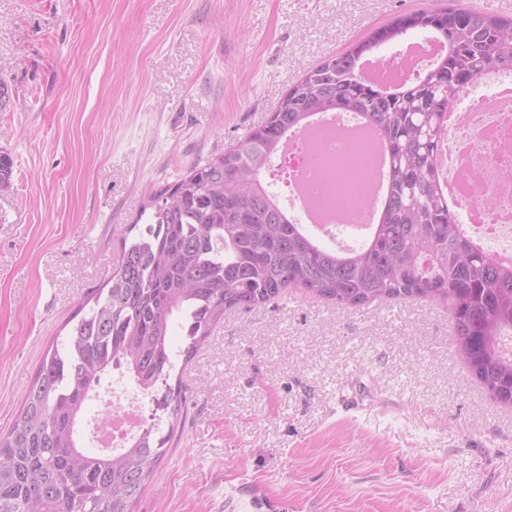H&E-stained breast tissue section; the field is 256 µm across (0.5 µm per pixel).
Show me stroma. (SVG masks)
I'll return each mask as SVG.
<instances>
[{
	"label": "stroma",
	"instance_id": "stroma-1",
	"mask_svg": "<svg viewBox=\"0 0 512 512\" xmlns=\"http://www.w3.org/2000/svg\"><path fill=\"white\" fill-rule=\"evenodd\" d=\"M444 0H0V433L118 262L116 227L262 125L304 69ZM134 512H512V406L446 304L291 288L177 364Z\"/></svg>",
	"mask_w": 512,
	"mask_h": 512
}]
</instances>
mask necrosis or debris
<instances>
[{
	"mask_svg": "<svg viewBox=\"0 0 512 512\" xmlns=\"http://www.w3.org/2000/svg\"><path fill=\"white\" fill-rule=\"evenodd\" d=\"M505 82L512 83V70L497 68L469 86L454 104L456 129L444 134L439 152L441 180L457 198L454 216L462 232L483 250L512 259V150L503 149L512 143V101L485 106ZM342 130L339 124L316 125L306 137L307 147L289 152L288 165L301 192L290 195L288 203L319 201L330 220L316 226V233L337 240L344 250V231H360L372 222L367 198L373 161L368 146ZM107 414V422L95 423L93 436L98 447L118 449L163 411L156 395L128 388L119 375L112 379Z\"/></svg>",
	"mask_w": 512,
	"mask_h": 512,
	"instance_id": "obj_1",
	"label": "necrosis or debris"
}]
</instances>
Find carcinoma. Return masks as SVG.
Instances as JSON below:
<instances>
[{
  "mask_svg": "<svg viewBox=\"0 0 512 512\" xmlns=\"http://www.w3.org/2000/svg\"><path fill=\"white\" fill-rule=\"evenodd\" d=\"M410 30L439 35L447 52L395 93L356 78L359 61ZM512 68V19L464 7L398 14L330 55L282 94L261 126L151 198L147 223L119 228V260L65 345L48 350L12 429L0 436V512H132L182 412L172 380L169 323L187 325L184 362L230 309H251L289 286L338 306L400 297L449 303L457 351L499 401L512 404V264L462 235L436 170L443 120L483 72ZM353 113L389 151L384 208L370 237L328 249L291 220L261 176L284 137L312 118ZM13 161L0 153V191ZM117 369L157 389L172 418L130 447L87 454L77 425L104 374Z\"/></svg>",
  "mask_w": 512,
  "mask_h": 512,
  "instance_id": "carcinoma-1",
  "label": "carcinoma"
}]
</instances>
